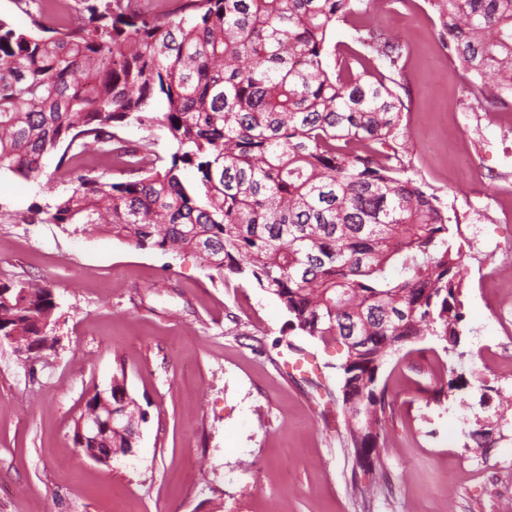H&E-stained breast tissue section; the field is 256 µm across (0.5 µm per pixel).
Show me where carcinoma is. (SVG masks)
Instances as JSON below:
<instances>
[{"instance_id": "cac0c4a2", "label": "carcinoma", "mask_w": 512, "mask_h": 512, "mask_svg": "<svg viewBox=\"0 0 512 512\" xmlns=\"http://www.w3.org/2000/svg\"><path fill=\"white\" fill-rule=\"evenodd\" d=\"M30 27L0 19V170L37 177L43 158L80 174L19 214L72 233L107 225L139 249L191 254L218 279L274 295L288 326L345 345L347 444L365 466L392 410L388 350L433 336L457 352L465 319L462 247L439 199L404 177V103L357 53L336 54L356 0H15ZM446 49L474 95L512 106V0H434ZM359 41L397 66L404 44ZM158 128L132 143L121 129ZM94 152L119 172L85 166ZM196 170L188 182L185 171ZM396 270L393 276L390 270ZM50 286L0 283V325L41 346L57 323ZM112 407L135 408L125 368ZM479 448L493 429L469 434Z\"/></svg>"}]
</instances>
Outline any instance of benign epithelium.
I'll list each match as a JSON object with an SVG mask.
<instances>
[{
	"label": "benign epithelium",
	"instance_id": "benign-epithelium-1",
	"mask_svg": "<svg viewBox=\"0 0 512 512\" xmlns=\"http://www.w3.org/2000/svg\"><path fill=\"white\" fill-rule=\"evenodd\" d=\"M141 416V410L137 409L127 412L125 409H112V403L106 398L105 393H99L98 404L92 406L80 421L81 444L78 451L89 459L109 465L120 456H129L134 454L131 448H100L98 443L100 438L110 432L112 427L117 430L129 428ZM91 447H86V444Z\"/></svg>",
	"mask_w": 512,
	"mask_h": 512
}]
</instances>
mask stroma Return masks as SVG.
Segmentation results:
<instances>
[{
    "label": "stroma",
    "instance_id": "35a3bbf8",
    "mask_svg": "<svg viewBox=\"0 0 512 512\" xmlns=\"http://www.w3.org/2000/svg\"><path fill=\"white\" fill-rule=\"evenodd\" d=\"M418 2L425 16L362 0L334 35L393 78L405 175L466 228L459 351L429 336L387 355L393 411L373 465L346 444L343 347L289 331L274 296L103 226L19 223L64 191L50 155L38 178L0 172V282L52 284L59 338L29 359L0 341V512H512V372L479 353L512 361L498 326L512 321V268L483 288L477 273L512 244L497 192L512 129L488 122L426 22L432 0ZM374 27L405 43L396 68L359 45ZM120 363L147 420L137 455L103 465L78 454L72 427ZM483 423L501 435L480 454L468 432Z\"/></svg>",
    "mask_w": 512,
    "mask_h": 512
}]
</instances>
